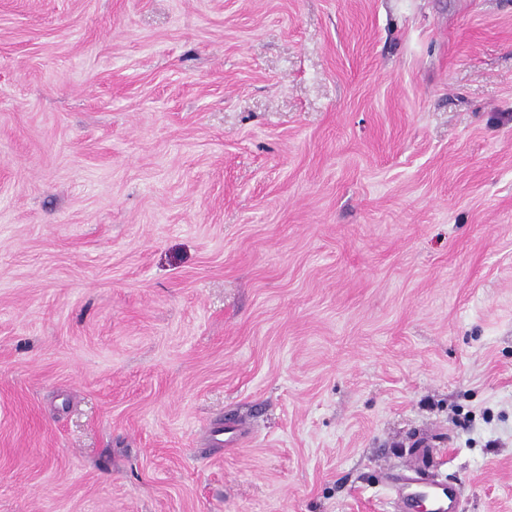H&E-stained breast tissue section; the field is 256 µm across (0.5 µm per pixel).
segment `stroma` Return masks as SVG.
I'll list each match as a JSON object with an SVG mask.
<instances>
[{
    "mask_svg": "<svg viewBox=\"0 0 512 512\" xmlns=\"http://www.w3.org/2000/svg\"><path fill=\"white\" fill-rule=\"evenodd\" d=\"M512 512V0H0V512ZM413 481H406L397 490L401 512H420V502L425 500H428L429 512H456L461 494L459 485L433 481L423 492L412 487Z\"/></svg>",
    "mask_w": 512,
    "mask_h": 512,
    "instance_id": "obj_1",
    "label": "stroma"
}]
</instances>
